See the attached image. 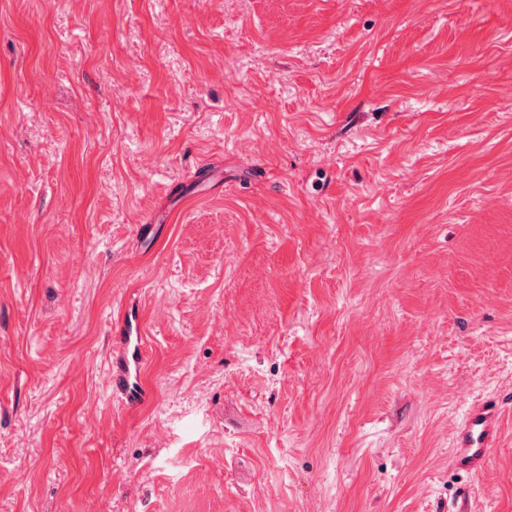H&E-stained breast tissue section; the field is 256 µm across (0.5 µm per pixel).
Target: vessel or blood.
Returning <instances> with one entry per match:
<instances>
[{
	"mask_svg": "<svg viewBox=\"0 0 512 512\" xmlns=\"http://www.w3.org/2000/svg\"><path fill=\"white\" fill-rule=\"evenodd\" d=\"M116 352L110 357L106 390L113 399L129 406L141 404L147 397L141 385L145 364L144 327L137 309L119 306L114 320ZM500 434V411L492 402L473 407L457 432L452 459L463 470L483 468L489 448Z\"/></svg>",
	"mask_w": 512,
	"mask_h": 512,
	"instance_id": "obj_1",
	"label": "vessel or blood"
}]
</instances>
